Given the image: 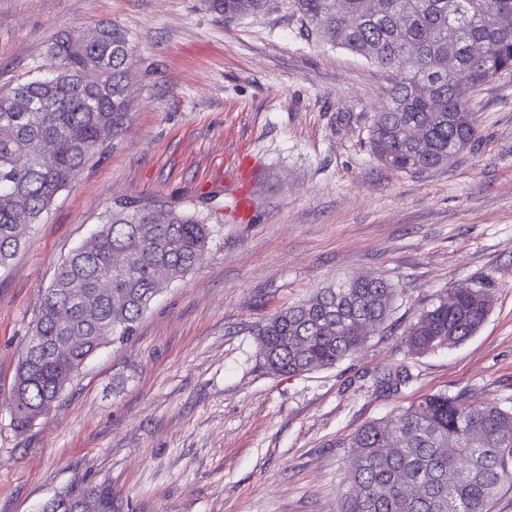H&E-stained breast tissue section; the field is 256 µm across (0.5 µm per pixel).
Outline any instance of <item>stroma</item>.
<instances>
[{
  "label": "stroma",
  "mask_w": 512,
  "mask_h": 512,
  "mask_svg": "<svg viewBox=\"0 0 512 512\" xmlns=\"http://www.w3.org/2000/svg\"><path fill=\"white\" fill-rule=\"evenodd\" d=\"M102 21L134 48L125 127L0 270V512L87 486L111 488L117 512H337L349 454L337 442L363 424L440 392L512 410V75L466 92L474 147L411 173L367 145L384 77L308 37L288 0L231 23L203 0H0V87L46 75L59 32ZM243 153L246 222L232 210ZM204 196L201 265L17 431V364L62 261L115 201L190 209ZM354 277L396 288L383 329L331 368L257 369L259 321ZM462 283L492 297L479 331L410 355L403 331ZM402 363L410 381L379 393L376 373Z\"/></svg>",
  "instance_id": "stroma-1"
}]
</instances>
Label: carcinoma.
Masks as SVG:
<instances>
[{
	"label": "carcinoma",
	"mask_w": 512,
	"mask_h": 512,
	"mask_svg": "<svg viewBox=\"0 0 512 512\" xmlns=\"http://www.w3.org/2000/svg\"><path fill=\"white\" fill-rule=\"evenodd\" d=\"M273 0H206L230 23L259 14ZM307 36L369 60L387 75V104L370 132L385 166L414 172L451 162L478 142L475 113L454 94L461 77L477 90L512 72V28L495 16L512 0H288ZM406 10L409 19L398 22ZM355 25L346 27V18ZM91 42L66 31L50 43L49 75L0 90V269L21 248L23 231L39 221L123 127L132 102V47L118 24L102 21ZM483 40L485 58L469 46ZM429 84L433 96L424 97ZM420 127L426 141L407 129ZM209 230L196 216L127 199L73 250L42 292L34 335L39 350L19 361L11 415L24 430L60 397V383L78 376L107 342L132 336L154 298L201 264ZM404 332L414 355L459 345L474 336L492 306L480 287L458 285ZM395 288L382 278H356L319 289L258 324V368L302 374L334 366L367 341L363 326L389 318ZM85 337L68 346L64 337ZM410 380L406 366L376 378L382 393ZM351 449L338 512H491L512 486V411L467 395H426L393 421H372L341 441ZM73 503L51 512H112L108 488L70 492Z\"/></svg>",
	"instance_id": "obj_1"
}]
</instances>
